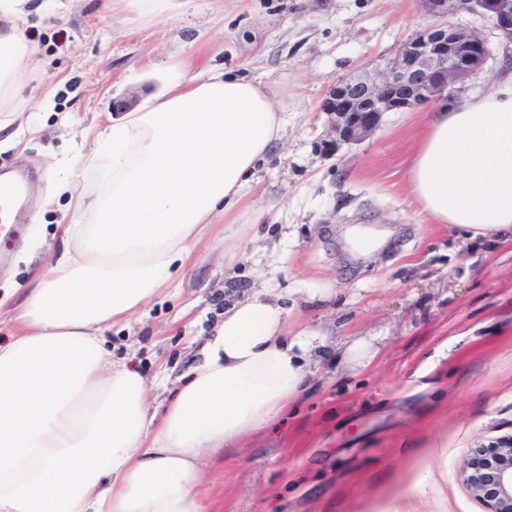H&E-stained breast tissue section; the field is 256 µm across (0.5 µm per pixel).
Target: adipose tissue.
<instances>
[{"instance_id": "1", "label": "adipose tissue", "mask_w": 512, "mask_h": 512, "mask_svg": "<svg viewBox=\"0 0 512 512\" xmlns=\"http://www.w3.org/2000/svg\"><path fill=\"white\" fill-rule=\"evenodd\" d=\"M29 0H0V129L34 127L21 89ZM99 191L23 288L0 341V512H202L205 458L270 428L297 396L318 330L288 327L273 293L227 307L185 381L153 406L106 332L162 294L199 247L236 249L258 166L285 134L253 78L183 69L151 105L91 130ZM430 223L512 240V76L430 113L408 169Z\"/></svg>"}]
</instances>
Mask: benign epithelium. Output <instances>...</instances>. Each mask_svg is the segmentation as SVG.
I'll return each mask as SVG.
<instances>
[{"label": "benign epithelium", "mask_w": 512, "mask_h": 512, "mask_svg": "<svg viewBox=\"0 0 512 512\" xmlns=\"http://www.w3.org/2000/svg\"><path fill=\"white\" fill-rule=\"evenodd\" d=\"M422 4L439 22L408 38L396 57L378 65L376 74L341 81L328 91L321 109L329 117L331 148L363 141L387 112L452 102L455 85L484 69L493 56L487 40L448 22V16L480 17L512 39V0H422ZM460 476L487 512H512V435L468 449Z\"/></svg>", "instance_id": "7a95c632"}]
</instances>
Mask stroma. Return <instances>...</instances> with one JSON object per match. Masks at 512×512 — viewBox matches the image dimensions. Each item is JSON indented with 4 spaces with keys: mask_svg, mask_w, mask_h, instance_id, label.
Returning <instances> with one entry per match:
<instances>
[{
    "mask_svg": "<svg viewBox=\"0 0 512 512\" xmlns=\"http://www.w3.org/2000/svg\"><path fill=\"white\" fill-rule=\"evenodd\" d=\"M420 0H176L138 21L127 0H56L24 24L38 53L25 90L46 99L37 132L11 126L0 170L32 189L25 234L0 265L8 312L60 246L71 191L90 193L86 130L143 106L179 61L260 79L286 121L283 144L245 199L265 211L236 256L199 250L181 278L106 334L114 360L168 396L225 306L272 289L291 319L320 329L305 393L281 423L205 460V512H485L459 465L512 434V243L432 224L409 194L424 107L384 115L358 144L330 150L320 105L337 81L374 70L431 24ZM39 228L33 248L31 228ZM364 344L372 359L348 356Z\"/></svg>",
    "mask_w": 512,
    "mask_h": 512,
    "instance_id": "stroma-1",
    "label": "stroma"
}]
</instances>
